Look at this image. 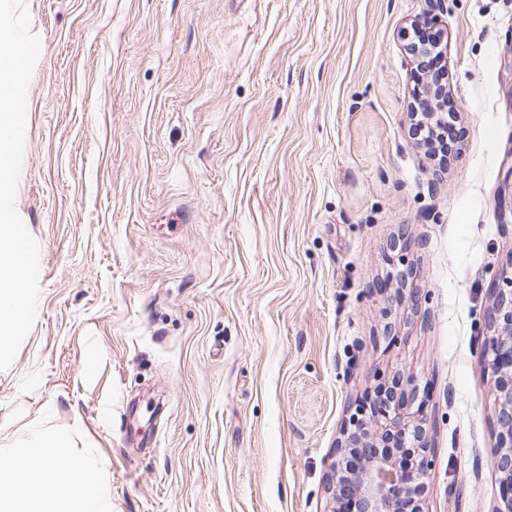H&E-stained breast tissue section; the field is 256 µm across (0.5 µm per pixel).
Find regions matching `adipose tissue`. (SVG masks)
I'll use <instances>...</instances> for the list:
<instances>
[{
    "instance_id": "ef3b65f1",
    "label": "adipose tissue",
    "mask_w": 512,
    "mask_h": 512,
    "mask_svg": "<svg viewBox=\"0 0 512 512\" xmlns=\"http://www.w3.org/2000/svg\"><path fill=\"white\" fill-rule=\"evenodd\" d=\"M62 432H30L0 455V512H110L100 468L86 456L62 458ZM56 488L47 498L43 489Z\"/></svg>"
}]
</instances>
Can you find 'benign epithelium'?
<instances>
[{
	"mask_svg": "<svg viewBox=\"0 0 512 512\" xmlns=\"http://www.w3.org/2000/svg\"><path fill=\"white\" fill-rule=\"evenodd\" d=\"M489 288L492 302L485 326L491 337L484 360L494 378L500 443L493 466L500 475L504 503L499 512H512V261L494 274ZM402 385L397 377L380 389L370 415L352 419L355 430L336 448L329 484L336 503L332 512H403L407 500L421 497L429 467L427 420L421 409H412V399ZM391 437L413 448L414 468L379 451ZM351 448L361 454L356 471L347 470L344 464Z\"/></svg>",
	"mask_w": 512,
	"mask_h": 512,
	"instance_id": "1",
	"label": "benign epithelium"
}]
</instances>
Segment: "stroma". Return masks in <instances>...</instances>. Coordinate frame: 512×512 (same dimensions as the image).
<instances>
[{"label":"stroma","mask_w":512,"mask_h":512,"mask_svg":"<svg viewBox=\"0 0 512 512\" xmlns=\"http://www.w3.org/2000/svg\"><path fill=\"white\" fill-rule=\"evenodd\" d=\"M15 208L33 328L0 453L91 451L112 512H331L348 420L401 376L422 512H499L491 276L512 257V0H27ZM457 141L411 135L415 30Z\"/></svg>","instance_id":"obj_1"}]
</instances>
